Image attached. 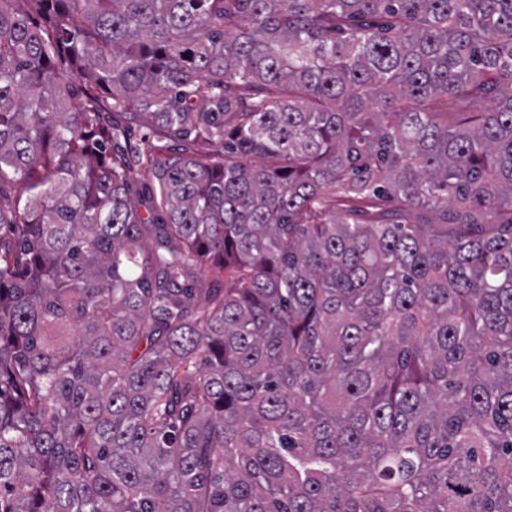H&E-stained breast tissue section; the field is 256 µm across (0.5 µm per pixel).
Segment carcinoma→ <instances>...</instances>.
Returning a JSON list of instances; mask_svg holds the SVG:
<instances>
[{
	"label": "carcinoma",
	"mask_w": 512,
	"mask_h": 512,
	"mask_svg": "<svg viewBox=\"0 0 512 512\" xmlns=\"http://www.w3.org/2000/svg\"><path fill=\"white\" fill-rule=\"evenodd\" d=\"M5 224L0 512H512V0H0Z\"/></svg>",
	"instance_id": "carcinoma-1"
}]
</instances>
